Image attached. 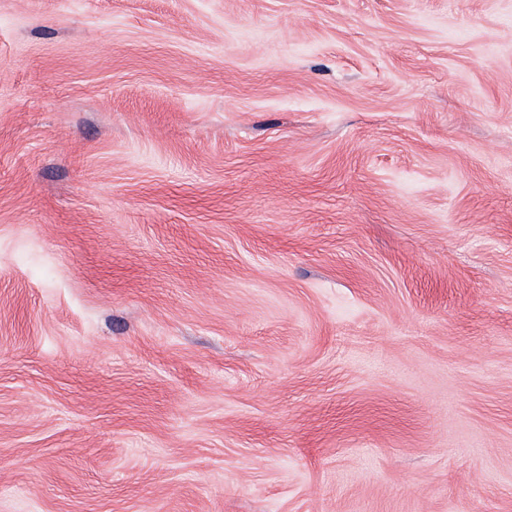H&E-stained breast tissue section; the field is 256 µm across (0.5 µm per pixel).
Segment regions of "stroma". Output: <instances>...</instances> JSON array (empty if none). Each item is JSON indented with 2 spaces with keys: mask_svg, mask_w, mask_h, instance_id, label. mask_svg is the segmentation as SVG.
I'll return each mask as SVG.
<instances>
[{
  "mask_svg": "<svg viewBox=\"0 0 512 512\" xmlns=\"http://www.w3.org/2000/svg\"><path fill=\"white\" fill-rule=\"evenodd\" d=\"M0 512H512V0H0Z\"/></svg>",
  "mask_w": 512,
  "mask_h": 512,
  "instance_id": "1",
  "label": "stroma"
}]
</instances>
